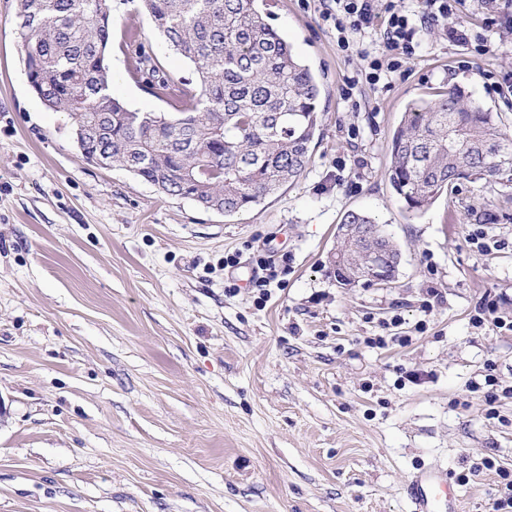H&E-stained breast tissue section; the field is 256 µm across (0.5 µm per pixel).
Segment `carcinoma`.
<instances>
[{"mask_svg": "<svg viewBox=\"0 0 512 512\" xmlns=\"http://www.w3.org/2000/svg\"><path fill=\"white\" fill-rule=\"evenodd\" d=\"M267 0H138L159 38L193 70L196 89L157 74L140 32L136 68L180 111L130 109L112 94L110 0H16L31 90L72 120L82 159L97 155L198 207L233 215L309 165L321 88L267 21ZM388 181L415 215L462 181L512 187V138L460 85L411 101L387 143ZM334 255L339 284L395 280L401 252L367 213H345Z\"/></svg>", "mask_w": 512, "mask_h": 512, "instance_id": "obj_1", "label": "carcinoma"}]
</instances>
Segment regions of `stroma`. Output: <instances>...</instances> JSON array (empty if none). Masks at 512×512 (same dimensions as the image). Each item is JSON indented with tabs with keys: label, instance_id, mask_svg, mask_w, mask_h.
Wrapping results in <instances>:
<instances>
[{
	"label": "stroma",
	"instance_id": "stroma-1",
	"mask_svg": "<svg viewBox=\"0 0 512 512\" xmlns=\"http://www.w3.org/2000/svg\"><path fill=\"white\" fill-rule=\"evenodd\" d=\"M112 6L114 96L174 111L135 70L129 31L161 72L191 86L192 70L134 0ZM270 11L320 77L321 136L298 179L224 216L82 161L68 116L29 87L16 0H0V512H412L402 488L433 465L468 474L461 512H492L512 473V188L465 182L408 216L387 142L410 100L453 83L512 134V26L460 0L400 74L346 100L365 63L319 0ZM460 26L470 42L449 38ZM349 210L398 243L392 285L330 273ZM477 229L501 248L477 249ZM249 244L288 261L263 302L224 266ZM490 362L491 408L471 388ZM486 458L495 470H476Z\"/></svg>",
	"mask_w": 512,
	"mask_h": 512
}]
</instances>
